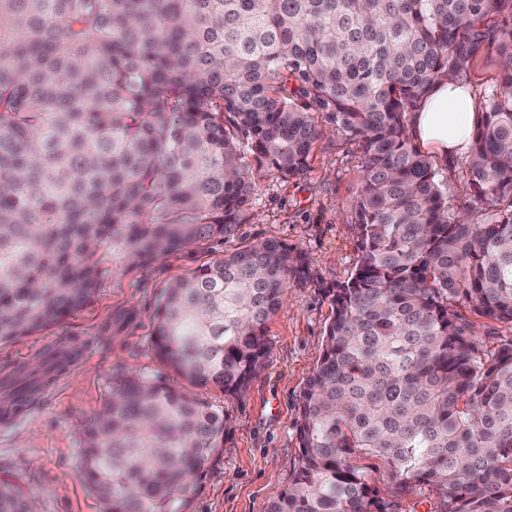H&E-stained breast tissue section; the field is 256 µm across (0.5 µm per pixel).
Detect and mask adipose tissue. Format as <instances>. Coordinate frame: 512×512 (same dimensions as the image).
Instances as JSON below:
<instances>
[{"instance_id": "1", "label": "adipose tissue", "mask_w": 512, "mask_h": 512, "mask_svg": "<svg viewBox=\"0 0 512 512\" xmlns=\"http://www.w3.org/2000/svg\"><path fill=\"white\" fill-rule=\"evenodd\" d=\"M474 125L470 93L454 78L439 80L432 95L411 116L413 135L442 155H457L469 146Z\"/></svg>"}]
</instances>
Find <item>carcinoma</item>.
Instances as JSON below:
<instances>
[{
    "label": "carcinoma",
    "mask_w": 512,
    "mask_h": 512,
    "mask_svg": "<svg viewBox=\"0 0 512 512\" xmlns=\"http://www.w3.org/2000/svg\"><path fill=\"white\" fill-rule=\"evenodd\" d=\"M497 45L470 145L475 222L452 214L408 109ZM332 112L364 155L358 259L328 289L299 404L292 483L269 512H393L349 455L438 512H512V342L479 349L468 307L512 324V0H0V344L81 311L119 271L235 237L261 182L303 174ZM300 252L256 240L172 281L151 345L183 380L118 372L81 428L103 512H186L265 367ZM0 480V512H31Z\"/></svg>",
    "instance_id": "carcinoma-1"
}]
</instances>
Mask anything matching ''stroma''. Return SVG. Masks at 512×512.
Wrapping results in <instances>:
<instances>
[{
    "label": "stroma",
    "mask_w": 512,
    "mask_h": 512,
    "mask_svg": "<svg viewBox=\"0 0 512 512\" xmlns=\"http://www.w3.org/2000/svg\"><path fill=\"white\" fill-rule=\"evenodd\" d=\"M497 57L484 46L468 77L474 112L495 93ZM324 136L307 171L292 179L269 177L253 197L252 216L226 242L205 241L169 253L145 268L111 276L81 312L42 333L0 344V382L24 368L43 365L36 391L18 410L0 412V478L17 482L36 502L37 512H101L97 498L79 477L81 420L96 412L114 373L134 370L167 374L150 338L159 297L175 278L250 242L284 241L305 256L309 277L292 280L266 334L268 362L242 397L214 388L200 395L223 406L231 433L219 460L205 463L187 512H268L287 489L299 454L295 422L304 384L323 350L331 314L325 288L348 280L355 270L357 238L352 202L362 153L338 132L330 112L314 109ZM451 212L480 215L468 154L429 152ZM379 496L395 512H435L428 491L394 496L383 462L353 456Z\"/></svg>",
    "instance_id": "stroma-1"
}]
</instances>
